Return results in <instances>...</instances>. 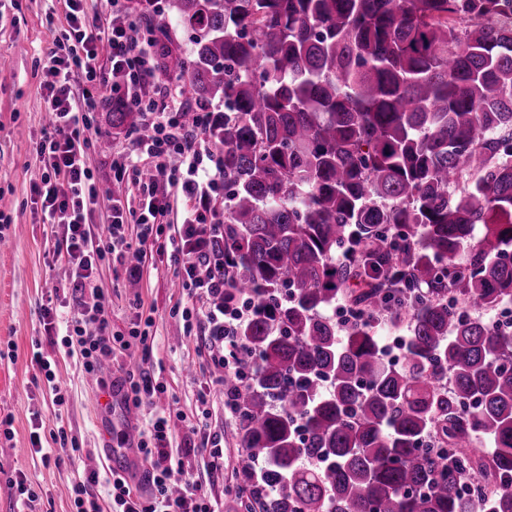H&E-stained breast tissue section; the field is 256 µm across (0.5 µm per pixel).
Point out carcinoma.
I'll return each mask as SVG.
<instances>
[{"mask_svg":"<svg viewBox=\"0 0 512 512\" xmlns=\"http://www.w3.org/2000/svg\"><path fill=\"white\" fill-rule=\"evenodd\" d=\"M174 4L193 49L160 75L224 104L225 297L254 304L234 512H512V332L484 318L512 304V0Z\"/></svg>","mask_w":512,"mask_h":512,"instance_id":"carcinoma-1","label":"carcinoma"}]
</instances>
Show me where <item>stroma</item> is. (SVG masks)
<instances>
[{
	"label": "stroma",
	"mask_w": 512,
	"mask_h": 512,
	"mask_svg": "<svg viewBox=\"0 0 512 512\" xmlns=\"http://www.w3.org/2000/svg\"><path fill=\"white\" fill-rule=\"evenodd\" d=\"M64 0H0V512H76L74 487L84 471L107 472L99 436L124 426L147 425L148 412L111 411L99 404V389L89 382L78 356L77 340L48 325L44 309L53 305L69 316L81 311L70 287L66 261L53 254L55 236L47 216L35 204L32 183L40 173L35 148L49 117L43 100L47 55L66 24ZM112 100L100 101L92 122L110 136L103 153L90 147L99 174V203L88 222L100 234L109 222L112 193L119 187L112 158L129 150L126 134L112 131ZM180 268L169 256L146 257L138 287H128L122 267L112 257L100 260L95 281L108 303V332L127 335L132 324L152 317L147 369L159 375L164 391L158 407L172 416L195 415L200 395L210 399V430L224 434V469L209 472L208 449L185 457L201 494L219 512H232L233 489L243 454L232 416L217 386L224 371L212 362L201 337L184 332L178 312L188 298L179 286ZM53 363L56 378L47 382L39 358ZM60 387L63 404L54 401ZM39 432L49 458L32 449ZM64 442H56L57 432ZM25 484L30 497L20 495Z\"/></svg>",
	"instance_id": "obj_1"
}]
</instances>
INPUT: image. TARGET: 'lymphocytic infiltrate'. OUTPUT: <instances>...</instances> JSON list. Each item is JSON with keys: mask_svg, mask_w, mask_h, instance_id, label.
<instances>
[{"mask_svg": "<svg viewBox=\"0 0 512 512\" xmlns=\"http://www.w3.org/2000/svg\"><path fill=\"white\" fill-rule=\"evenodd\" d=\"M66 6L63 40L56 43L46 66L44 102L51 121L37 146L42 173L32 190L51 223L63 228L64 258L76 268L74 292L93 298L79 317L66 323L67 334L80 341L83 368L98 375L105 361L117 360L129 349L125 343L113 345L106 332L105 296L93 277L97 260L106 253L115 255L126 265V278L137 281L140 265L126 264L125 259L144 256L151 242L182 263L180 283L190 300L182 311L186 332L200 330L225 377H242V344L236 330L252 307L224 298V215L217 209L224 190V160L210 140L221 115L201 108L187 116L183 86L175 80L158 81L163 58L155 38L141 36L133 7L121 0L111 18L100 22L89 19L86 0H66ZM103 52L109 61L105 67L99 63ZM77 74L82 77L78 83L73 80ZM105 92L142 117V131L129 136L130 153L112 160L115 178L135 188L138 203L132 207L113 199L107 233L94 237L87 215L98 202L97 176L87 149L94 135L91 114ZM176 199L185 203L182 219L164 225ZM129 224L137 225L136 237L127 236ZM90 325L95 334H87ZM117 385L123 405L143 409L152 408L164 391L154 373L140 364L125 369ZM205 426L201 419L186 424L184 455L177 458L171 449V416L154 412L135 443L147 464L151 494H143L128 472L113 470L103 478L92 472L75 487L78 512H216L206 496L195 493L183 461L202 434L211 447V469H223L221 437L205 433ZM101 480L111 488L105 507L87 495L88 485Z\"/></svg>", "mask_w": 512, "mask_h": 512, "instance_id": "1", "label": "lymphocytic infiltrate"}]
</instances>
